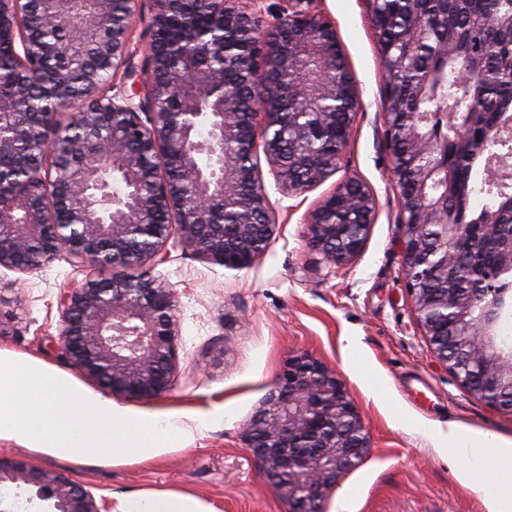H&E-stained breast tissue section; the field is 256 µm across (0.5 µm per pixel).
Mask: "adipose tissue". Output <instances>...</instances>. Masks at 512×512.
I'll use <instances>...</instances> for the list:
<instances>
[{"instance_id":"ef3b65f1","label":"adipose tissue","mask_w":512,"mask_h":512,"mask_svg":"<svg viewBox=\"0 0 512 512\" xmlns=\"http://www.w3.org/2000/svg\"><path fill=\"white\" fill-rule=\"evenodd\" d=\"M436 438L448 442L461 477L484 494L489 512H512V497L497 493L496 475H490L484 463L486 435H476L452 424L447 432L437 433ZM112 512H210V509L194 495L162 490L117 496Z\"/></svg>"}]
</instances>
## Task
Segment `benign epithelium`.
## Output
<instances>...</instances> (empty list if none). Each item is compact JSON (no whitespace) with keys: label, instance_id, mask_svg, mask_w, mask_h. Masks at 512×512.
I'll return each mask as SVG.
<instances>
[{"label":"benign epithelium","instance_id":"benign-epithelium-1","mask_svg":"<svg viewBox=\"0 0 512 512\" xmlns=\"http://www.w3.org/2000/svg\"><path fill=\"white\" fill-rule=\"evenodd\" d=\"M138 0L123 14L112 0H0V41L12 43L18 65L11 91L0 95V117L17 115L42 76L48 111L15 120L0 137V267L30 273L61 252L112 276L73 280L60 293V336L73 365L103 388L130 399L163 395L174 385L176 295L150 274L167 261L177 236L192 250L231 269H243L269 247L276 215L262 177L266 161L288 195L309 191L336 170L351 130L342 114L360 108L356 85L339 69L336 26L311 9V0H285L264 17L265 0H204L205 21L173 24L175 0H152L148 29L170 40L169 52H147L137 66L130 28ZM37 14L66 31L72 45L88 44L82 73L86 95L99 106L73 101L70 84L43 71L60 44L33 37ZM428 23L409 17L405 37L420 41ZM243 37L231 54L226 38ZM276 62L288 74L267 80ZM384 117L396 105L395 64L383 56ZM180 77L169 100L167 78ZM318 109L314 127L290 123L288 107ZM69 114L62 122L59 115ZM205 117L209 138H198ZM422 116L403 130L423 168L416 207L397 197L402 266L417 322L436 357L486 404L512 412V348L501 344L494 315L505 302L498 270H484L469 299L429 291L421 284L454 273L451 250L466 226L448 216L439 188L452 187L448 135L463 131L459 114ZM122 183L121 198L100 197L105 177ZM375 211L364 184L353 178L311 212L306 245L330 265L345 266L361 251ZM435 224L438 241L421 252V228ZM139 268L131 275L127 270ZM246 448L260 463L289 512H322L327 491L370 448L367 430L345 385L319 359L299 353L283 371L262 409L245 426ZM23 484L41 512H101L94 496L60 473L0 457V484Z\"/></svg>","mask_w":512,"mask_h":512}]
</instances>
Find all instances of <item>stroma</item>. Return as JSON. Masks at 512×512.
<instances>
[{
  "label": "stroma",
  "mask_w": 512,
  "mask_h": 512,
  "mask_svg": "<svg viewBox=\"0 0 512 512\" xmlns=\"http://www.w3.org/2000/svg\"><path fill=\"white\" fill-rule=\"evenodd\" d=\"M314 7L334 22L360 91L361 107L336 171L297 196L283 194L273 174L264 172L278 224L267 252L248 268H225L170 239L169 260L154 274L177 294L175 384L148 401L110 397L122 408L203 416L205 426L184 448L146 462L58 461L6 441H0L1 457L62 473L109 505L120 494L171 490L200 498L212 512H288L246 450L244 427L289 361L305 352L335 369L371 441L359 465L329 491L325 512H488L483 495L459 481L449 451L419 429L455 424L512 440V415L453 378L412 310L390 180L373 0H314ZM348 177L373 194L375 217L361 253L334 268L308 249L306 220ZM87 272L65 253L31 273L1 268L0 349L84 381L62 350L58 295ZM348 336L360 341L350 354L344 350Z\"/></svg>",
  "instance_id": "stroma-1"
}]
</instances>
